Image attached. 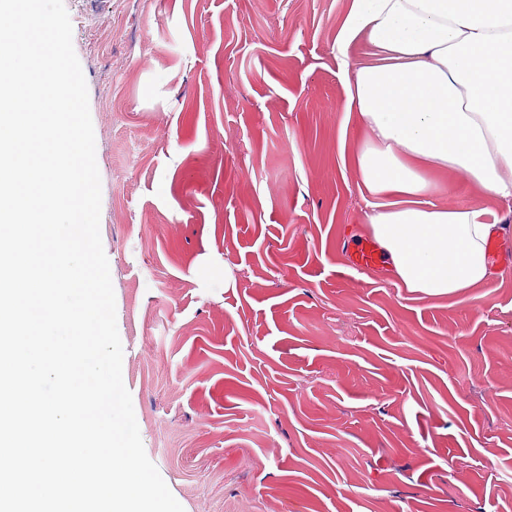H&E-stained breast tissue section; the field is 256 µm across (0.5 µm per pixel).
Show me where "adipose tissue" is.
<instances>
[{
  "mask_svg": "<svg viewBox=\"0 0 512 512\" xmlns=\"http://www.w3.org/2000/svg\"><path fill=\"white\" fill-rule=\"evenodd\" d=\"M363 34L375 59L347 64L346 109L370 132L355 167L391 277L426 295L489 283L487 210L426 204L423 171L512 207V0H350L336 45Z\"/></svg>",
  "mask_w": 512,
  "mask_h": 512,
  "instance_id": "adipose-tissue-1",
  "label": "adipose tissue"
}]
</instances>
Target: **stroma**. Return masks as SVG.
I'll return each instance as SVG.
<instances>
[{
	"mask_svg": "<svg viewBox=\"0 0 512 512\" xmlns=\"http://www.w3.org/2000/svg\"><path fill=\"white\" fill-rule=\"evenodd\" d=\"M122 377L184 512H512V264L457 295L356 270L349 0H64ZM428 203L491 193L440 178Z\"/></svg>",
	"mask_w": 512,
	"mask_h": 512,
	"instance_id": "obj_1",
	"label": "stroma"
}]
</instances>
